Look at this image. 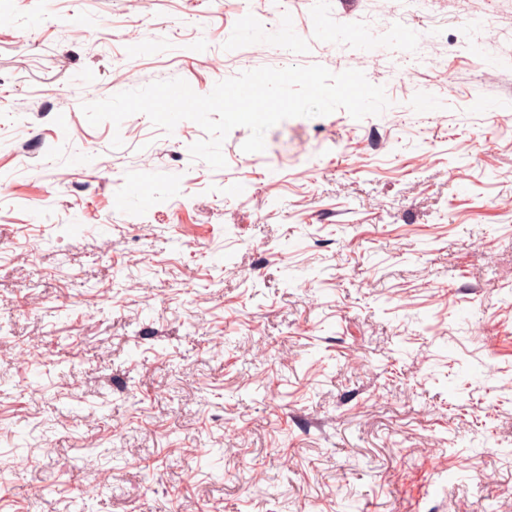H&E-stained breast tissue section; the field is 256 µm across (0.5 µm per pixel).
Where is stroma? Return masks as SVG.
Wrapping results in <instances>:
<instances>
[{
	"label": "stroma",
	"mask_w": 512,
	"mask_h": 512,
	"mask_svg": "<svg viewBox=\"0 0 512 512\" xmlns=\"http://www.w3.org/2000/svg\"><path fill=\"white\" fill-rule=\"evenodd\" d=\"M255 2L0 9V512H512V0H423L407 74L405 0ZM315 64L389 107L219 170L80 109Z\"/></svg>",
	"instance_id": "obj_1"
}]
</instances>
